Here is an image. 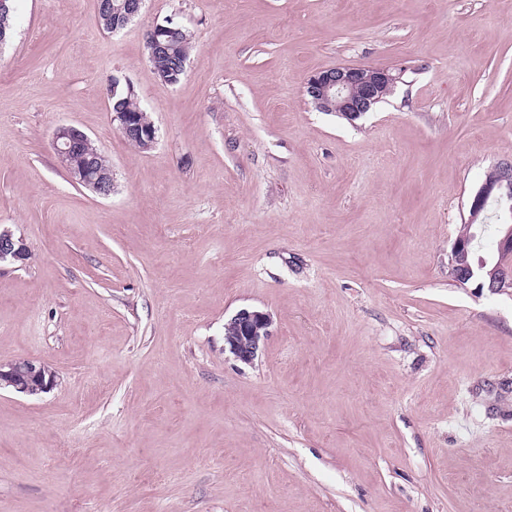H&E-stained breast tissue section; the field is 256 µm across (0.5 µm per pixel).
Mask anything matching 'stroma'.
<instances>
[{
    "label": "stroma",
    "instance_id": "1",
    "mask_svg": "<svg viewBox=\"0 0 512 512\" xmlns=\"http://www.w3.org/2000/svg\"><path fill=\"white\" fill-rule=\"evenodd\" d=\"M14 0L0 47V512H512V292L460 286L470 200L512 159V0ZM193 47L179 82L146 35ZM386 67L356 122L308 77ZM157 128L130 145L110 80ZM87 132L112 193L52 137ZM270 314L254 364L224 350ZM90 142L89 136L81 129L73 125H62L53 134L52 147L65 169L70 168L72 161V167H80L71 170L70 175L74 181L83 183L98 195L109 196L112 193V166L94 143L92 149L87 151ZM84 151L87 152L81 155ZM77 155L80 156L75 158ZM88 158L105 165L83 166ZM25 256L26 248L23 240L16 238L8 229L0 231V265L6 261L23 260ZM272 319L264 311L241 309L224 324V350L244 364H253L271 334ZM55 383V373L35 360L20 358L0 364V389L11 388L17 393L33 396L49 392Z\"/></svg>",
    "mask_w": 512,
    "mask_h": 512
}]
</instances>
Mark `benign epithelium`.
I'll return each mask as SVG.
<instances>
[{
  "instance_id": "benign-epithelium-1",
  "label": "benign epithelium",
  "mask_w": 512,
  "mask_h": 512,
  "mask_svg": "<svg viewBox=\"0 0 512 512\" xmlns=\"http://www.w3.org/2000/svg\"><path fill=\"white\" fill-rule=\"evenodd\" d=\"M175 29L168 21L151 30L148 48L152 57L162 55L166 48L164 37ZM398 76L384 67L338 65L311 75L306 83V93L321 112L336 109L350 122L362 118L374 109L383 92H391ZM112 121L118 123L121 133L139 138L149 148L156 142V128L144 125L137 112H114ZM91 139L73 125L58 127L52 139L53 150L63 167L68 168L75 156L86 151ZM496 176L485 181L471 199L468 222L485 221L488 201L499 203L512 199V160H502L495 165ZM71 178L79 181L101 196L112 194V166L92 164L74 169ZM26 256L23 240L5 229L0 231V263L18 261ZM512 259V225H508L498 241V260L494 271L497 275L485 280V262L477 266L466 265L453 269L455 279L462 285L476 283V288H487L492 293L512 289V270L505 263ZM272 319L264 311L241 309L224 323V350L244 364H251L260 346L271 334ZM56 383V375L43 364L20 358L0 364V389L10 388L17 393L33 396L49 392Z\"/></svg>"
}]
</instances>
